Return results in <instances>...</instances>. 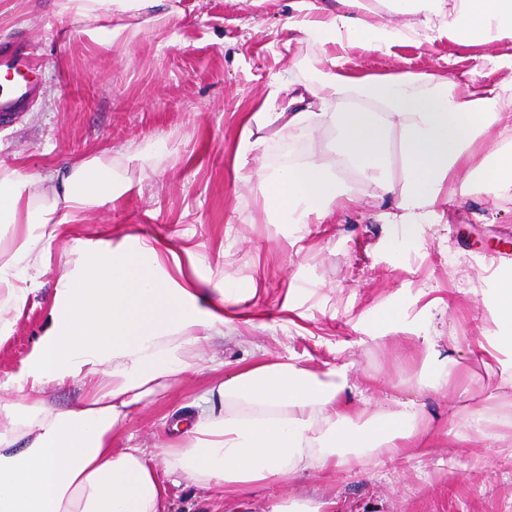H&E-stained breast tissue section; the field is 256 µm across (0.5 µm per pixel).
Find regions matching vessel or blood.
<instances>
[{
  "instance_id": "vessel-or-blood-1",
  "label": "vessel or blood",
  "mask_w": 512,
  "mask_h": 512,
  "mask_svg": "<svg viewBox=\"0 0 512 512\" xmlns=\"http://www.w3.org/2000/svg\"><path fill=\"white\" fill-rule=\"evenodd\" d=\"M0 70L7 86H0V119L23 111L35 98L38 88V64L26 37L0 45Z\"/></svg>"
}]
</instances>
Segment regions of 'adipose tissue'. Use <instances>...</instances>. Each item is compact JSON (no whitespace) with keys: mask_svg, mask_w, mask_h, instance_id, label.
Here are the masks:
<instances>
[{"mask_svg":"<svg viewBox=\"0 0 512 512\" xmlns=\"http://www.w3.org/2000/svg\"><path fill=\"white\" fill-rule=\"evenodd\" d=\"M167 0H55L56 13L81 21L92 40H119L124 25L109 18L147 15L157 28L177 16ZM406 25H396V18ZM287 28L316 42L322 65L317 91L292 84L287 97H267L243 123L236 157L245 166L259 145L255 130L334 129L327 156L273 171L250 170L267 204L289 224H320L354 198L340 173L351 169L397 194L394 219L406 232L430 223L436 205L455 194L456 171H489V185L512 190V150L492 166L475 163L479 138L512 129V81L489 88L477 80H443L404 71L353 72L349 49L389 51L408 40L443 34L461 45L512 41V0H291ZM399 177L387 175L391 154ZM112 162L93 155L67 174L26 173L0 164V337L11 335L47 271L45 258L64 242L49 317L13 383L26 401L0 399V512H169L171 487L187 481L216 502L245 497L306 471L336 465H380L408 449L429 450L435 437L413 400H395L366 429L343 371L321 372L258 358L199 394L184 422V441L151 448L114 442L147 397L188 375L224 338L229 318L242 317L253 290L230 278L185 275L197 252L157 237L113 241L80 234L88 212L115 199ZM82 391L65 409L47 392Z\"/></svg>","mask_w":512,"mask_h":512,"instance_id":"1","label":"adipose tissue"}]
</instances>
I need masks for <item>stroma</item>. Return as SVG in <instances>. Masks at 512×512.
<instances>
[{
  "label": "stroma",
  "mask_w": 512,
  "mask_h": 512,
  "mask_svg": "<svg viewBox=\"0 0 512 512\" xmlns=\"http://www.w3.org/2000/svg\"><path fill=\"white\" fill-rule=\"evenodd\" d=\"M179 18L157 29L124 16L119 41L96 42L54 0H0V43L22 34L42 55L41 94L16 119L0 121V163L22 159L34 173L65 169L88 154H106L129 189L113 207L90 212L79 229L191 237L199 256L223 257L241 288L256 286L250 319L224 328L210 354L225 371L262 358L300 367L345 370L376 410L390 399L419 402L439 439L424 457H402L378 469L310 471L254 490L249 512L270 497L323 503V512H512V349L497 360L484 348L503 334L496 288L512 276V191L494 192L480 178L465 195L440 205L443 219L405 240L386 223L397 199L349 172L355 208L325 224H288L268 207L257 183L242 179L234 156L240 123L279 84L315 86L321 50L286 28L288 0H173ZM512 43L462 47L442 37L408 42L391 52L354 48L350 70L372 75L426 71L488 86L512 79L498 65ZM249 168L272 171L284 158L321 152L328 130L312 135L264 131ZM55 274L42 278L32 306L12 336L0 340V397L21 400L8 381L43 326ZM397 317L409 340L382 338ZM441 336L452 359L442 391L426 388L424 337ZM210 373L173 384L143 402L116 447L177 442L176 417L192 412ZM466 428L462 444L447 431ZM499 439L487 446L482 432Z\"/></svg>",
  "instance_id": "stroma-1"
}]
</instances>
